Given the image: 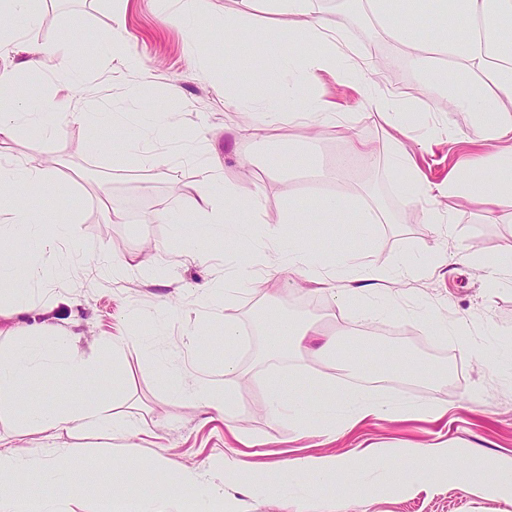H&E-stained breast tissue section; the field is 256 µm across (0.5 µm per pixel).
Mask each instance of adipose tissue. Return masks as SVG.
Returning <instances> with one entry per match:
<instances>
[{
    "label": "adipose tissue",
    "instance_id": "adipose-tissue-1",
    "mask_svg": "<svg viewBox=\"0 0 512 512\" xmlns=\"http://www.w3.org/2000/svg\"><path fill=\"white\" fill-rule=\"evenodd\" d=\"M271 9L289 16L287 26L275 27L271 36L288 43L289 54L282 56L275 69L281 73L272 94L261 105L248 104L244 96L231 103L251 116L254 137L266 139L274 130L292 118L296 104H304L309 123L321 128L337 129V104L318 95H304L314 74L330 72L339 83L357 85L365 66L337 68L343 53L338 46L342 34L340 23L328 17L314 16L312 0H267ZM44 0H0V49L19 40L26 25L35 21ZM368 10L376 19L382 36L404 45L408 62L421 74V93L429 101L448 102L455 109L471 113L475 133H458L460 142L486 145L500 143L498 153L475 156L466 167L452 169L447 187L428 183L411 161H398L397 183L413 200L438 199L469 193L481 205L486 217L502 212L512 213V0H366ZM59 57L55 73L66 98L51 101L31 99L21 84L22 71L37 72L45 55ZM67 44L39 48L37 56L24 68L0 69V147L26 133L49 137L57 132L62 110L69 107V94L82 85L81 72L68 58ZM443 58L457 72L470 79L471 92L458 96L445 70L436 59ZM122 132L123 143L114 148V162L142 165L156 164L155 156L142 151V144L151 138H164L170 133L165 113H147L143 121L133 124L125 112L111 113L98 139L91 148L108 146L111 134ZM489 166L497 167L499 176L493 184H484L480 173ZM52 180L43 170L14 159L0 161V195L13 201L12 215L0 224V301L8 300L5 314L6 332L14 336L12 350L0 357V410L21 411V429L37 428L47 437L83 430H99L109 434L125 432L132 422L123 415L107 413L101 396L88 394L70 403L41 399L27 405L29 384L48 374H60L73 384L102 371L105 360L69 348L63 334L50 320H39L32 301V287L57 281L60 269L52 256L59 245L79 246L73 225L48 224L36 200L40 193H51ZM197 223L206 230L196 235L186 232L182 213L178 210L157 214L158 222L171 225V244L176 254L199 259L210 250L214 241H223L237 267L240 283H255L253 266L243 260L241 250L252 239L257 224L263 223V208L256 191L238 179L223 176L204 177L189 202ZM358 210L361 223L386 224V212L356 209L352 199L337 194L321 196L313 205L287 204L279 218L283 224H334L349 210ZM24 238L30 245L27 258L29 287H19L4 270L10 259L2 243ZM280 273L319 285L336 308L360 304L368 318L394 315L392 307H380L369 301L388 285L416 279L422 269L402 259L391 266H377L361 261L355 245L342 243L322 251L297 247L292 240H280L278 247ZM162 383L178 395H191L204 413L230 416L232 401L228 394L209 383L182 384L172 371H164ZM268 418L280 422L296 415L306 427L342 425L350 429L367 416H397L401 410L376 401L368 395L347 390L338 398L313 405L302 394L298 381L278 383L267 394ZM374 452L340 459L314 457L293 460L277 468L265 481L267 492L276 494L290 487L300 488L305 497H314L333 488L356 492L363 472L370 468ZM60 459L55 448L43 449L39 461L28 453L0 451V512H12L27 495L25 484L33 482L50 490L64 483L57 467ZM404 481L416 482L436 470H452L456 482L468 490H497L512 493V459L501 458L490 469L455 465L450 448H413L407 453ZM221 468L225 473L240 472L244 463L238 454H225L209 460L207 467L176 472L167 479L164 494L118 500L110 503L111 512H226L224 494L207 485L208 469ZM41 496L34 512H49L50 498Z\"/></svg>",
    "mask_w": 512,
    "mask_h": 512
}]
</instances>
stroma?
<instances>
[{"label": "stroma", "instance_id": "stroma-1", "mask_svg": "<svg viewBox=\"0 0 512 512\" xmlns=\"http://www.w3.org/2000/svg\"><path fill=\"white\" fill-rule=\"evenodd\" d=\"M239 8L238 0H206L195 29L189 30L163 24L158 0H128L118 21L111 0H46L24 42L0 54V67L20 65L31 48L61 42L66 26L80 20L85 32L74 61L82 69L85 89L80 96L90 111L126 112L135 100L143 111L167 113L172 128L167 139L154 143L164 162L152 168L119 166L111 153L87 150L97 126L68 115L53 138L24 135L10 146L11 156L47 172L56 195L69 203L62 213L45 209L47 223L74 225L83 244L79 250L60 249L58 259L69 274L42 293L54 306L55 323L64 329L78 327L75 345L88 355L103 352L106 337L129 330L150 340L149 346L127 352L119 394L111 392L108 368L80 388L55 376L29 387L33 400L46 396L75 402L86 389L107 393L108 408L136 418L141 433L109 438L64 434L49 440L31 429L18 438L16 414L0 412V445L29 451L47 445L62 448L60 465L69 483L56 492L57 512H101L114 492L141 495V485L114 472L113 459L132 457L156 463L163 473L180 471L238 448L243 437L258 443L255 454L246 459L247 470L234 478L220 469L208 475L223 488L225 499L236 502L238 512H285L284 495H269L263 479L291 459L348 457L370 446L377 450L379 467L397 471L408 449L444 443L453 446L461 464L482 467L494 458L512 457V283L486 287L481 272L466 261L470 255L512 253V215L504 213L496 223H488L462 198L409 204L391 165V129L384 121L368 118L389 92L409 105L416 119L403 147L428 182L439 183L465 157L464 145L451 135L469 129L471 115L426 101L419 73L408 67L400 47L381 38L364 10H346L343 0H316L318 12L343 10L345 39L354 57L366 60L370 69L355 88L338 84L330 73H319L309 91L341 103L351 134L382 144L384 150L372 163L362 155L352 158L340 178L329 182L314 180L303 168L295 169L292 178H282L279 169L290 154L311 148L332 167L347 146L330 133L308 145L309 131L302 125L290 127L285 138L258 142L250 136L247 118L226 102L230 89L224 83L225 41L207 38L215 22ZM114 26L121 27L129 51L141 59L146 74L109 66V54L96 36ZM381 74L388 81L380 85L376 78ZM210 157L218 158L224 173L247 178L271 222L288 202L312 200L324 192L354 196L366 204L384 203L395 218L416 209L420 220L411 224L395 221L359 229L353 214L347 213L334 234L317 224L298 230L300 241L325 247L357 231L367 240L360 248L363 259L391 265L408 256L418 262L423 275L395 288L399 316L374 321L366 319L362 307L343 310L345 334L332 360L315 356L317 335L290 343L278 355L266 354L257 321L261 308L275 306L327 333L335 324L333 304L314 284L299 287L280 275L269 248L265 263L258 266L263 282L256 288L239 284L223 245L196 261L162 252L171 229L157 222L156 214L181 208L185 198L194 195L204 177L202 164ZM116 205L125 211L124 223L111 221ZM122 258L135 266L129 278L113 281L97 274L100 261ZM167 309L174 312L168 327L153 334L155 317ZM438 317L465 324L466 336L433 335L432 323ZM228 319L250 332L248 349L236 354L235 374L224 371L223 346L195 353L185 346L188 332L205 330L218 336ZM475 341L485 349L483 359L469 352ZM162 353L185 382L207 380L227 392L234 402L231 419H207L192 397L169 394L160 379L157 357ZM382 353L416 355L425 365L444 368L446 376L436 382L415 381L402 369L380 365L377 357ZM292 379L299 380L315 402L326 398L330 382L365 389L383 402L414 407L415 413L369 416L353 430L327 435L294 420L271 424L266 386ZM434 404L447 407L445 420L426 416ZM304 507L306 512H512V496L468 491L448 475L413 484L377 475L351 494L348 503L322 496L305 500Z\"/></svg>", "mask_w": 512, "mask_h": 512}]
</instances>
